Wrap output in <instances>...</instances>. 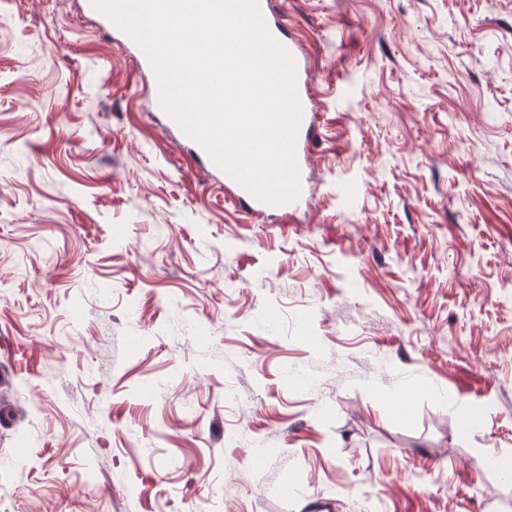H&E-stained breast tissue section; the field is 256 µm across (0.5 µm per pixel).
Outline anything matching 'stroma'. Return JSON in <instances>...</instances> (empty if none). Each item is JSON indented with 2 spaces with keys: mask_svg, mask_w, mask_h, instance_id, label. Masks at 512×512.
I'll use <instances>...</instances> for the list:
<instances>
[{
  "mask_svg": "<svg viewBox=\"0 0 512 512\" xmlns=\"http://www.w3.org/2000/svg\"><path fill=\"white\" fill-rule=\"evenodd\" d=\"M276 6L315 200L258 222L80 0H0V512H512V0Z\"/></svg>",
  "mask_w": 512,
  "mask_h": 512,
  "instance_id": "stroma-1",
  "label": "stroma"
}]
</instances>
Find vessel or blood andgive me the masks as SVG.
Returning <instances> with one entry per match:
<instances>
[{
    "label": "vessel or blood",
    "instance_id": "b4317fda",
    "mask_svg": "<svg viewBox=\"0 0 512 512\" xmlns=\"http://www.w3.org/2000/svg\"><path fill=\"white\" fill-rule=\"evenodd\" d=\"M259 10L271 34L288 51L291 57H298V46L290 37L288 29L274 11L272 0H258ZM296 90L302 109V117L295 141V158L299 171L300 194L291 202L271 204L252 196L249 191L232 176H224V192L227 199L241 207L246 214L256 220H265L266 217L276 214H291L310 205L312 192L308 177L305 175L309 156V145L315 137L314 101L309 89V80L303 66H296Z\"/></svg>",
    "mask_w": 512,
    "mask_h": 512
}]
</instances>
